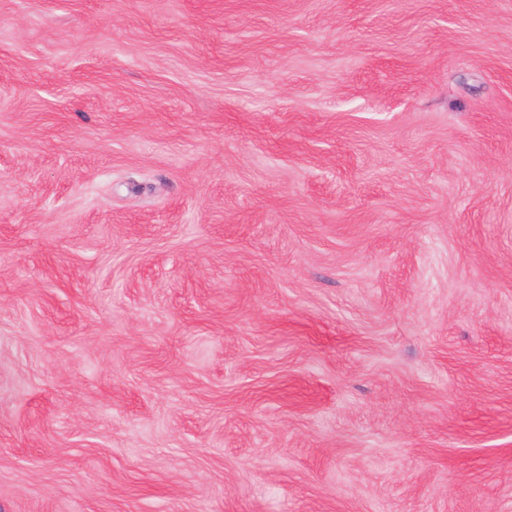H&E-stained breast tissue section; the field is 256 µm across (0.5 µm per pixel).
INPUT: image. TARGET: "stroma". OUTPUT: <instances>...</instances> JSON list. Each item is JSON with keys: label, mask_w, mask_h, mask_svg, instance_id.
<instances>
[{"label": "stroma", "mask_w": 512, "mask_h": 512, "mask_svg": "<svg viewBox=\"0 0 512 512\" xmlns=\"http://www.w3.org/2000/svg\"><path fill=\"white\" fill-rule=\"evenodd\" d=\"M0 512H512V0H0Z\"/></svg>", "instance_id": "stroma-1"}]
</instances>
